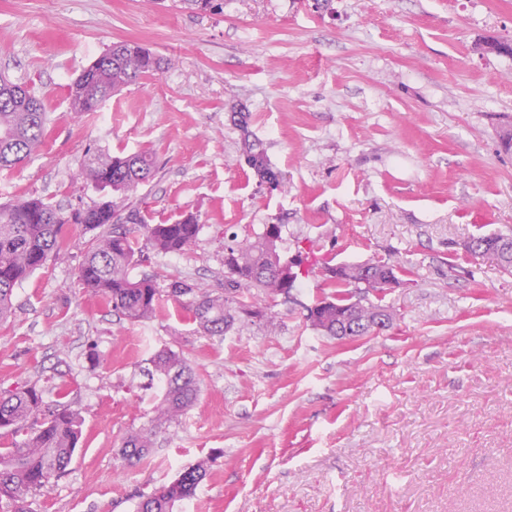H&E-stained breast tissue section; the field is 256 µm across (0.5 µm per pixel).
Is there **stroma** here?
I'll list each match as a JSON object with an SVG mask.
<instances>
[{"label": "stroma", "mask_w": 512, "mask_h": 512, "mask_svg": "<svg viewBox=\"0 0 512 512\" xmlns=\"http://www.w3.org/2000/svg\"><path fill=\"white\" fill-rule=\"evenodd\" d=\"M512 0H224L199 15L179 0H0V74L49 114L44 144L0 171V203L64 208L97 195L87 149L147 151L152 176L125 208L147 223H202L181 253H147L133 277L223 288L224 245L266 225L288 254L404 268L382 293L391 329L342 343L308 306L333 297L321 269L269 310L273 323L201 332L188 297L151 319L115 315L76 273L89 235L16 288L0 326V392L30 384L80 411L82 438L36 512H136L137 495L203 463L175 512H512V275L464 248L512 227ZM164 64L97 111L71 87L113 43ZM283 176L271 188L241 152L232 112ZM181 353L198 397L126 464L159 393L146 361Z\"/></svg>", "instance_id": "stroma-1"}]
</instances>
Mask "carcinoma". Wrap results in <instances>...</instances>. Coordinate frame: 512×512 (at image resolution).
Listing matches in <instances>:
<instances>
[{
    "instance_id": "cac0c4a2",
    "label": "carcinoma",
    "mask_w": 512,
    "mask_h": 512,
    "mask_svg": "<svg viewBox=\"0 0 512 512\" xmlns=\"http://www.w3.org/2000/svg\"><path fill=\"white\" fill-rule=\"evenodd\" d=\"M185 8L198 14H220L224 0H179ZM161 69V59L149 49L121 41L100 56L74 81L70 111L94 112L112 95ZM249 114L233 116L243 132L242 152L248 166L261 181L277 187L281 176L271 166L262 143L248 131ZM48 115L41 98L26 86L0 77V170L8 169L32 155L42 144ZM156 168L149 152L113 155L102 149L87 151L82 163V178L99 193L88 206L64 209L39 197H28L12 204L0 205V323L13 314L14 289L31 273L44 267L64 243L63 229L80 224L92 232L85 244L84 260L77 273L79 284L87 292L104 298L112 309L130 321L151 318L163 297L193 296L188 309L198 327L209 335L222 336L240 322H271L265 312L251 311L250 306L231 296V290L257 288L270 290L267 272L275 263H288L278 243L267 244L265 233L236 243L240 252L239 270H230L232 280L222 291L202 290L184 282L169 288L152 277L135 279L131 269L144 250L173 253L195 244L199 219L185 216L172 224H147L130 211L137 222H121L117 195L127 198L151 176ZM502 268L512 272V230L472 239L467 247ZM355 265L336 267L324 262L327 284L336 296L321 307L307 308L306 319L315 328L323 327L336 335V305L348 302L351 292L358 293L363 316L371 318L386 306L368 299L381 292L379 279L400 284L396 276L398 262L390 257L370 262L367 274L353 273ZM150 380H158L161 393L155 416L148 427L131 435L122 448L127 461L148 455L154 437L189 409L197 399L198 385L187 361L177 352L164 348L150 358ZM0 432L24 435L11 446L0 449V512H34L36 496L66 473L81 439V416L70 404L59 403L53 409L44 405L43 390L35 384L0 394ZM207 476L197 465L184 469L171 482L149 494L139 496L136 512H174V507L192 498Z\"/></svg>"
}]
</instances>
